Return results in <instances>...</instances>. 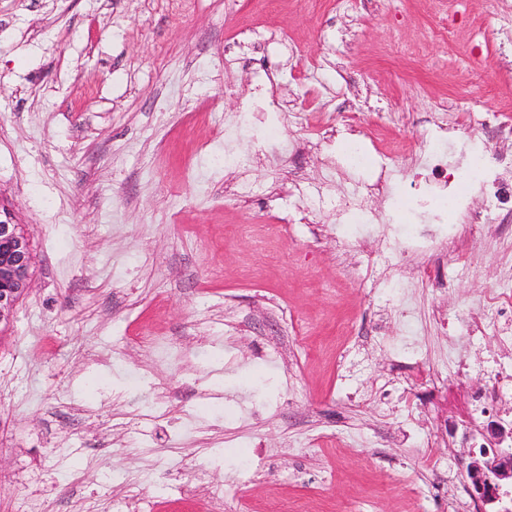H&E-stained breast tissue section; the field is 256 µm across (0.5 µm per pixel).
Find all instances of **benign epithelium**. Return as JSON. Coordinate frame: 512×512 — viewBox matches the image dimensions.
I'll list each match as a JSON object with an SVG mask.
<instances>
[{"label":"benign epithelium","instance_id":"benign-epithelium-1","mask_svg":"<svg viewBox=\"0 0 512 512\" xmlns=\"http://www.w3.org/2000/svg\"><path fill=\"white\" fill-rule=\"evenodd\" d=\"M30 236L8 210L0 211V325L14 319L16 306L29 293L32 265ZM495 448L468 454L471 493L478 512H512V427L491 421L485 427Z\"/></svg>","mask_w":512,"mask_h":512}]
</instances>
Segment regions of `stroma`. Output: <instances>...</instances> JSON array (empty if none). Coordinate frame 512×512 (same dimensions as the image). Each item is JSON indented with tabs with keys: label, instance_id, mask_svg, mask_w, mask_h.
Masks as SVG:
<instances>
[{
	"label": "stroma",
	"instance_id": "1",
	"mask_svg": "<svg viewBox=\"0 0 512 512\" xmlns=\"http://www.w3.org/2000/svg\"><path fill=\"white\" fill-rule=\"evenodd\" d=\"M446 2L444 36L434 0H0V207L34 254L0 333V512H116L133 480L151 512L230 483L224 512H450L428 443L489 384L442 380L439 319L497 286L512 216L441 262L346 155L406 170L436 113L512 110V0ZM364 191L362 219L317 204Z\"/></svg>",
	"mask_w": 512,
	"mask_h": 512
}]
</instances>
